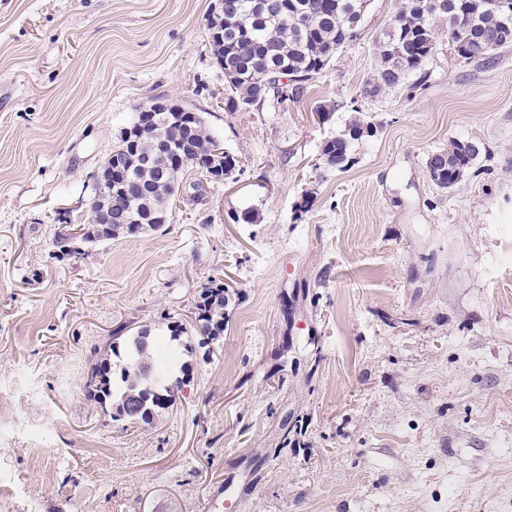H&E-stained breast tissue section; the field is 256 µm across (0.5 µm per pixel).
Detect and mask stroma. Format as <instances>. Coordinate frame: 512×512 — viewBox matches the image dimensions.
Wrapping results in <instances>:
<instances>
[{
	"instance_id": "35a3bbf8",
	"label": "stroma",
	"mask_w": 512,
	"mask_h": 512,
	"mask_svg": "<svg viewBox=\"0 0 512 512\" xmlns=\"http://www.w3.org/2000/svg\"><path fill=\"white\" fill-rule=\"evenodd\" d=\"M214 0H0V512H512V48L439 51L374 89L399 0L299 97L224 108ZM200 114L239 161L165 232L84 246L93 174L152 99ZM375 136L320 164L352 109ZM480 154L439 188L429 157ZM223 283L224 332H197ZM181 327L187 382L153 423L90 396L114 329Z\"/></svg>"
}]
</instances>
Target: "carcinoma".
<instances>
[{"label":"carcinoma","instance_id":"obj_1","mask_svg":"<svg viewBox=\"0 0 512 512\" xmlns=\"http://www.w3.org/2000/svg\"><path fill=\"white\" fill-rule=\"evenodd\" d=\"M240 6L226 17L208 19L212 54L224 57V79L227 89L225 109L262 105L267 101L281 104L290 97L305 92L304 84L321 73L336 54L356 41L349 20L362 19L369 0H283L281 14L274 18L253 12L252 0H238ZM503 0H487L480 10L465 9L466 0H400V7L390 29L376 42L377 68L375 87H393L407 74L418 70L436 52L439 30L448 31L453 49L464 59L491 57L495 51L512 46V9L502 8ZM292 77L291 95H283L274 80L276 71ZM197 163L183 164L167 173V184H156L140 167L128 170L126 178L144 185L150 201L142 196L114 198V205L130 210L135 223L112 225V230L98 232L87 225L62 227L54 236L53 246L61 258L81 254V244H95L101 239L112 240L132 236L148 228L158 231L160 224L149 222L148 205L162 207L178 192L180 182L189 169L200 168V162L210 153L218 138L205 122L196 125ZM376 124L356 111L334 136L326 139L320 149L326 164L344 168L349 163L353 142L370 136ZM478 154L468 143L452 140L448 147L433 154L427 163L433 182L448 189L457 184L471 167ZM224 285L210 283L203 287L199 310V332L215 335L224 325ZM110 340L97 352L91 365L87 386L98 401L108 399L115 405L124 397L135 394L145 401L140 419L150 423L157 408L168 407L177 400L182 381L163 383L169 365L158 352L156 341L142 344L136 337L124 339L126 357L115 366L112 356L118 355L117 340Z\"/></svg>","mask_w":512,"mask_h":512}]
</instances>
